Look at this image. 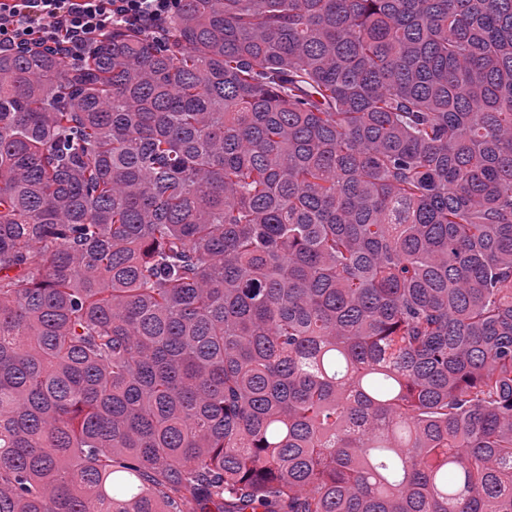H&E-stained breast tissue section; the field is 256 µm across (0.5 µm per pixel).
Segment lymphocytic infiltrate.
Here are the masks:
<instances>
[{
  "label": "lymphocytic infiltrate",
  "mask_w": 512,
  "mask_h": 512,
  "mask_svg": "<svg viewBox=\"0 0 512 512\" xmlns=\"http://www.w3.org/2000/svg\"><path fill=\"white\" fill-rule=\"evenodd\" d=\"M178 6L179 0H0V49L58 44L79 57L91 36L114 21L157 31Z\"/></svg>",
  "instance_id": "obj_1"
}]
</instances>
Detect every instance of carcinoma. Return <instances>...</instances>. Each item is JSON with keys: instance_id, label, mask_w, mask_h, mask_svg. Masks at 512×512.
Listing matches in <instances>:
<instances>
[{"instance_id": "cac0c4a2", "label": "carcinoma", "mask_w": 512, "mask_h": 512, "mask_svg": "<svg viewBox=\"0 0 512 512\" xmlns=\"http://www.w3.org/2000/svg\"><path fill=\"white\" fill-rule=\"evenodd\" d=\"M0 512H512V0L0 51Z\"/></svg>"}]
</instances>
